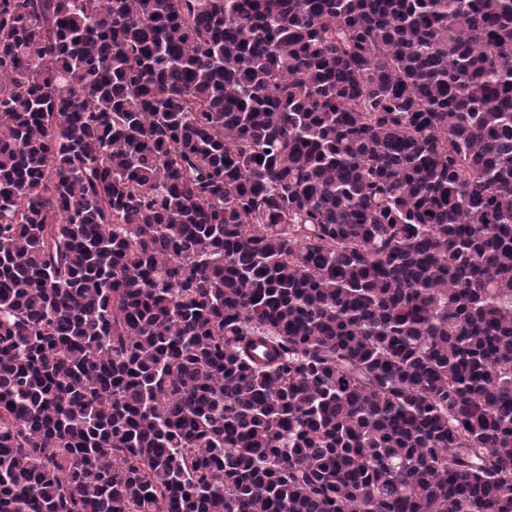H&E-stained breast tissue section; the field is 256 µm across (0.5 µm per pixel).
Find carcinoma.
<instances>
[{"mask_svg":"<svg viewBox=\"0 0 512 512\" xmlns=\"http://www.w3.org/2000/svg\"><path fill=\"white\" fill-rule=\"evenodd\" d=\"M0 512H512V0H0Z\"/></svg>","mask_w":512,"mask_h":512,"instance_id":"carcinoma-1","label":"carcinoma"}]
</instances>
